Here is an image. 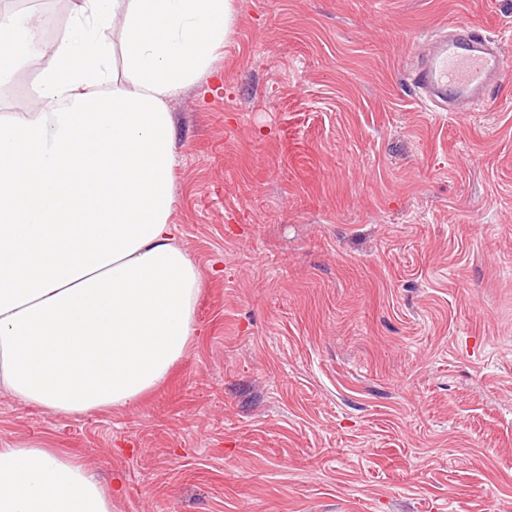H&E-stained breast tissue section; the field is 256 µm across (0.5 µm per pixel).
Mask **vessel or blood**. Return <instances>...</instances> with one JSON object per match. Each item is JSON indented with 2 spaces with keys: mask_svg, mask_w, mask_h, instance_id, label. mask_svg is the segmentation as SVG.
<instances>
[{
  "mask_svg": "<svg viewBox=\"0 0 512 512\" xmlns=\"http://www.w3.org/2000/svg\"><path fill=\"white\" fill-rule=\"evenodd\" d=\"M505 70L501 46L483 28L452 21L431 38L412 82L435 110L465 112L487 100Z\"/></svg>",
  "mask_w": 512,
  "mask_h": 512,
  "instance_id": "b4317fda",
  "label": "vessel or blood"
}]
</instances>
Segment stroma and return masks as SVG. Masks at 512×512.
<instances>
[{
    "mask_svg": "<svg viewBox=\"0 0 512 512\" xmlns=\"http://www.w3.org/2000/svg\"><path fill=\"white\" fill-rule=\"evenodd\" d=\"M172 101L202 331L137 402L0 393L112 512H512V0H235ZM458 19L507 73L469 112L409 82Z\"/></svg>",
    "mask_w": 512,
    "mask_h": 512,
    "instance_id": "35a3bbf8",
    "label": "stroma"
}]
</instances>
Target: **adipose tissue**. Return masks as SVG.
I'll use <instances>...</instances> for the list:
<instances>
[{"label":"adipose tissue","instance_id":"adipose-tissue-1","mask_svg":"<svg viewBox=\"0 0 512 512\" xmlns=\"http://www.w3.org/2000/svg\"><path fill=\"white\" fill-rule=\"evenodd\" d=\"M235 14L234 0H77L34 100L0 114V391L70 415L123 408L185 355L203 279L170 222V103ZM39 26L0 13V81ZM0 512H112V491L78 458L0 447Z\"/></svg>","mask_w":512,"mask_h":512}]
</instances>
